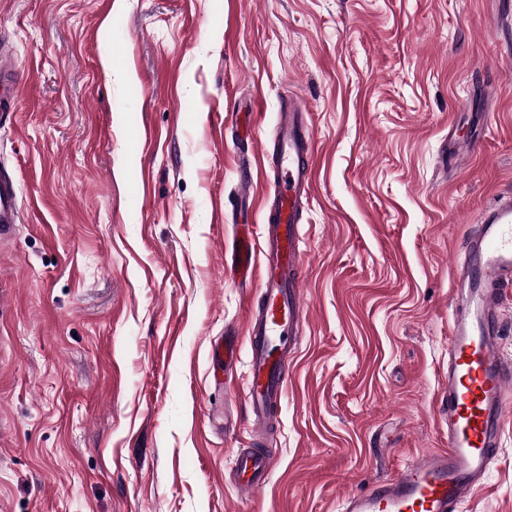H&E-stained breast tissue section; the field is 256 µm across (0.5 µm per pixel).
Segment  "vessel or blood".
<instances>
[{"label":"vessel or blood","mask_w":512,"mask_h":512,"mask_svg":"<svg viewBox=\"0 0 512 512\" xmlns=\"http://www.w3.org/2000/svg\"><path fill=\"white\" fill-rule=\"evenodd\" d=\"M20 79L15 66L0 62V112L17 111ZM478 148L475 135L449 127L446 162ZM271 160L273 191L264 202L259 229L240 225L224 244V265L239 285L256 283L246 325L247 379L244 398L251 430L272 428L285 394L306 308L301 296L306 261L302 218L312 195L316 145L301 101L288 97L276 114L275 133L262 150ZM19 221L15 187L0 177V236ZM455 273L448 306V385L437 404L448 428V446L424 453L396 476L345 495L340 512H460L480 486L499 445L505 407L512 401V362L499 340V313L512 290V191L496 193L481 211ZM274 458L261 448L237 449L230 474L238 491L262 488Z\"/></svg>","instance_id":"obj_1"}]
</instances>
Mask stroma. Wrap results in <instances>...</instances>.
I'll return each instance as SVG.
<instances>
[{"label": "stroma", "instance_id": "obj_1", "mask_svg": "<svg viewBox=\"0 0 512 512\" xmlns=\"http://www.w3.org/2000/svg\"><path fill=\"white\" fill-rule=\"evenodd\" d=\"M512 0H0L23 79L0 176V512H339L345 493L446 448L453 274L512 189ZM111 58V70L102 61ZM311 117L307 317L272 435L215 382L255 285L224 267L235 188L281 101ZM477 152L442 167L458 98ZM270 449L252 498L235 449ZM463 512H512V409ZM15 187L11 180L0 177V236L9 235L19 222Z\"/></svg>", "mask_w": 512, "mask_h": 512}]
</instances>
